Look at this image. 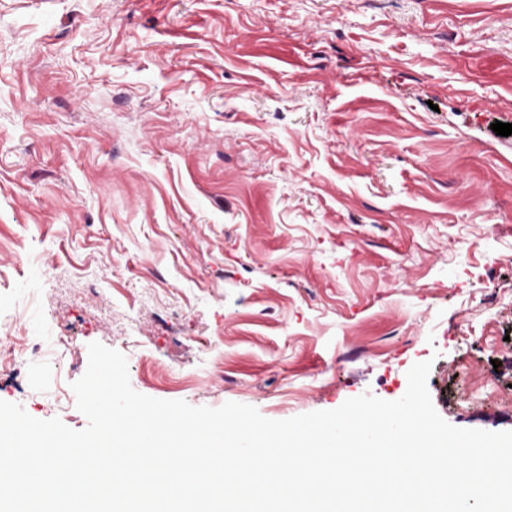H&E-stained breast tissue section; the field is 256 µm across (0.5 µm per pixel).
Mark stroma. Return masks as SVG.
Segmentation results:
<instances>
[{
    "label": "stroma",
    "mask_w": 512,
    "mask_h": 512,
    "mask_svg": "<svg viewBox=\"0 0 512 512\" xmlns=\"http://www.w3.org/2000/svg\"><path fill=\"white\" fill-rule=\"evenodd\" d=\"M512 0H0V400L87 426L98 342L143 395L272 420L430 362L512 430ZM43 340L35 338L25 344H17L12 337L5 336L0 341V367L8 368L17 359L34 356L41 350ZM3 359V362H1Z\"/></svg>",
    "instance_id": "1"
}]
</instances>
